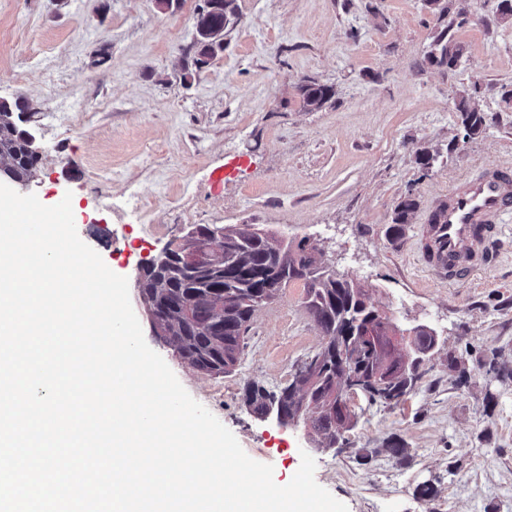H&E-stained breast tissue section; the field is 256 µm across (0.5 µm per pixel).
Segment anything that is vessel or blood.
<instances>
[{
	"label": "vessel or blood",
	"instance_id": "b4317fda",
	"mask_svg": "<svg viewBox=\"0 0 512 512\" xmlns=\"http://www.w3.org/2000/svg\"><path fill=\"white\" fill-rule=\"evenodd\" d=\"M512 214V169L488 166L455 182L424 223L427 266L455 283L496 259L495 242L503 216Z\"/></svg>",
	"mask_w": 512,
	"mask_h": 512
}]
</instances>
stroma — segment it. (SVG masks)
<instances>
[{"mask_svg":"<svg viewBox=\"0 0 512 512\" xmlns=\"http://www.w3.org/2000/svg\"><path fill=\"white\" fill-rule=\"evenodd\" d=\"M198 0L173 13L155 0H0V101L29 104L42 159L28 192L52 206L71 195L81 240L116 274L180 245L195 224H254L316 247L404 330L425 325L439 345L396 406L350 404L346 446L315 454V478L348 512H512V221L496 264L448 283L423 258L422 224L436 199L489 164L512 166V23L496 0H448L457 67L425 59L438 27L426 0H237L240 22L217 58L181 79ZM332 85L321 111L297 88ZM484 133L459 148L454 103L472 82ZM439 152L423 168L421 149ZM223 173L222 183L213 176ZM417 209L400 237L389 227L405 196ZM303 281L258 309L233 373L194 371L133 310L148 346L252 459L287 484L309 450L304 426L259 420L247 380L274 389L324 338L305 311ZM467 370L448 371L449 356ZM399 435L403 460L359 453ZM435 496H419L423 485Z\"/></svg>","mask_w":512,"mask_h":512,"instance_id":"stroma-1","label":"stroma"}]
</instances>
